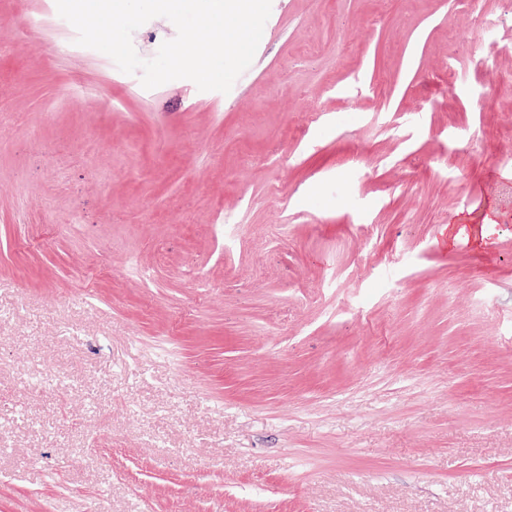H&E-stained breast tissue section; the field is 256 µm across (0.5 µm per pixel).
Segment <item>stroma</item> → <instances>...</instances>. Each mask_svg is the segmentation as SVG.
<instances>
[{"mask_svg":"<svg viewBox=\"0 0 512 512\" xmlns=\"http://www.w3.org/2000/svg\"><path fill=\"white\" fill-rule=\"evenodd\" d=\"M76 38L0 0V512H512V0H272L226 94Z\"/></svg>","mask_w":512,"mask_h":512,"instance_id":"35a3bbf8","label":"stroma"}]
</instances>
